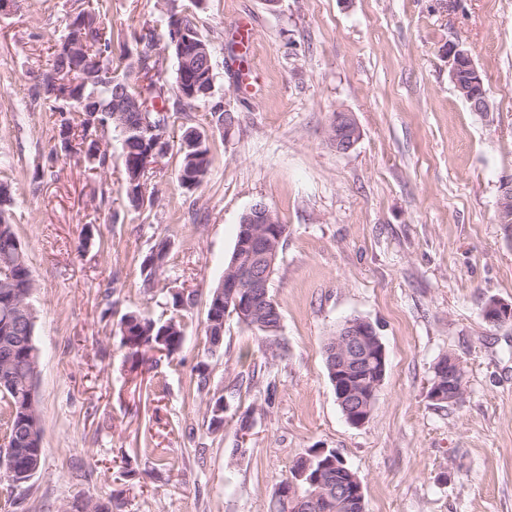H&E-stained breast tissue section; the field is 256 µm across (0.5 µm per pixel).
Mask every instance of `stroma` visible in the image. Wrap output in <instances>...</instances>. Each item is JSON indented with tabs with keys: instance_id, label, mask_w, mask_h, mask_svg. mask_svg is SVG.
Segmentation results:
<instances>
[{
	"instance_id": "stroma-1",
	"label": "stroma",
	"mask_w": 512,
	"mask_h": 512,
	"mask_svg": "<svg viewBox=\"0 0 512 512\" xmlns=\"http://www.w3.org/2000/svg\"><path fill=\"white\" fill-rule=\"evenodd\" d=\"M87 0H10L0 11V185L5 216L34 280L42 462L27 483L0 482V512H62L94 499L111 512H270L308 449L336 451L363 481L365 512H512V322L488 323L490 299L512 304V228L497 221L512 179V0H176L214 66L213 102L231 134L186 107L212 164L189 191L171 150L150 177L153 204L129 208L121 138L88 178L64 150L41 87L66 25ZM115 44L164 33L159 0H106ZM250 22L251 42L231 35ZM471 51L491 112H473L445 50ZM251 89H244V82ZM362 138L339 153L336 111ZM264 202L288 227L270 292L275 345L224 319L205 348L209 297L241 215ZM155 287L140 264L159 241ZM191 301L173 310V292ZM180 316L173 359L154 351L131 370L121 316ZM350 318L372 322L387 368L367 423L343 416L324 346ZM454 355L464 393L427 397L433 366ZM209 382L196 392V369ZM224 398L223 428L209 401Z\"/></svg>"
}]
</instances>
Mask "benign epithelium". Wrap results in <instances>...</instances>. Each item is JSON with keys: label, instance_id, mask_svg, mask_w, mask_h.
Here are the masks:
<instances>
[{"label": "benign epithelium", "instance_id": "obj_1", "mask_svg": "<svg viewBox=\"0 0 512 512\" xmlns=\"http://www.w3.org/2000/svg\"><path fill=\"white\" fill-rule=\"evenodd\" d=\"M193 44L186 54L179 52L181 70L188 71L191 60L200 59L203 66L213 70L208 45L198 35L186 30L175 36L172 45ZM451 61L449 77L456 90L471 105L473 111L482 115L490 112L481 74L477 70L471 51L458 44L446 49ZM361 139V130L353 115L338 111L329 128L330 143L338 152H348ZM512 219V181L501 183L498 198V221ZM277 223V214L264 202L253 204L241 222V234L230 266L224 271L220 288L224 289L225 310L242 319L255 320L267 333L276 331L273 325H265L259 319L262 313L259 302L270 288L278 247L282 236L269 225ZM488 321L503 324L512 321V305L496 299L489 300L484 307ZM328 368L335 386L336 402L343 409L347 422L355 427L365 424L370 418L387 367V351L375 326L363 318L348 319L336 330L329 341ZM464 371L458 358L448 355L438 360L433 368V378L427 397L434 403L454 402L463 392ZM324 458L321 468L332 461H341L335 452L318 448L302 457L294 467L288 483L280 486L274 498L281 500L284 512H309L310 507L330 493L331 484L321 472L310 474L313 459ZM336 497L345 506L363 505V483L357 475L343 486H336Z\"/></svg>", "mask_w": 512, "mask_h": 512}]
</instances>
